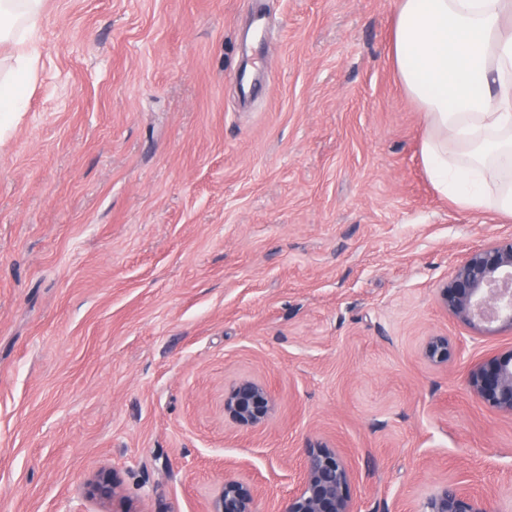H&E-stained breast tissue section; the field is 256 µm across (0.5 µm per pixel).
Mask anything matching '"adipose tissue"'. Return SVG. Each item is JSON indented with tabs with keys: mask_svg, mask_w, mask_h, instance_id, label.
I'll use <instances>...</instances> for the list:
<instances>
[{
	"mask_svg": "<svg viewBox=\"0 0 512 512\" xmlns=\"http://www.w3.org/2000/svg\"><path fill=\"white\" fill-rule=\"evenodd\" d=\"M45 0H0V115L23 109L40 60ZM390 57L427 127L435 189L512 217V0H396Z\"/></svg>",
	"mask_w": 512,
	"mask_h": 512,
	"instance_id": "adipose-tissue-1",
	"label": "adipose tissue"
}]
</instances>
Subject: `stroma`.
I'll use <instances>...</instances> for the list:
<instances>
[{
  "label": "stroma",
  "mask_w": 512,
  "mask_h": 512,
  "mask_svg": "<svg viewBox=\"0 0 512 512\" xmlns=\"http://www.w3.org/2000/svg\"><path fill=\"white\" fill-rule=\"evenodd\" d=\"M245 6L46 0L26 109L0 120V512H99L105 466L133 512H208L228 478L282 512L317 444L358 512L455 483L512 512V416L466 386L512 329L438 299L512 218L433 189L393 0H268L242 104ZM244 377L273 400L252 429L224 418ZM233 81L241 99L246 101L254 97L258 85L254 67L248 64L239 67L233 74ZM85 487L88 496L95 499L104 509L100 510L101 512H111L109 510L111 504L112 511L116 512L113 510L114 502L122 499V495L120 482L112 469L105 468L96 472L86 481Z\"/></svg>",
  "instance_id": "stroma-1"
}]
</instances>
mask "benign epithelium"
I'll list each match as a JSON object with an SVG mask.
<instances>
[{
  "instance_id": "benign-epithelium-1",
  "label": "benign epithelium",
  "mask_w": 512,
  "mask_h": 512,
  "mask_svg": "<svg viewBox=\"0 0 512 512\" xmlns=\"http://www.w3.org/2000/svg\"><path fill=\"white\" fill-rule=\"evenodd\" d=\"M512 235L487 247L468 251L440 288L446 311L476 331L492 323L512 328ZM446 336H433L424 356L431 363L448 361ZM467 387L477 400L512 415V350L477 364L468 374ZM268 390L252 378L237 380L224 394V416L242 428H253L271 415ZM351 474L336 452L325 446L307 450L297 488L285 512H356L349 494ZM88 496L102 512L122 499L120 482L110 468L96 472L86 483ZM259 489L250 481L228 478L215 496L209 512H260ZM419 512H493L490 503L459 485L433 493Z\"/></svg>"
}]
</instances>
